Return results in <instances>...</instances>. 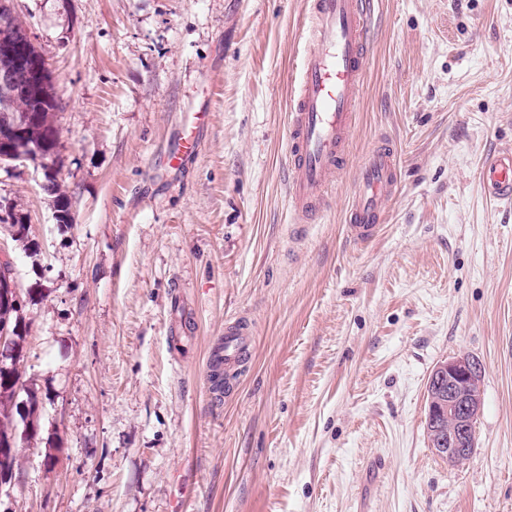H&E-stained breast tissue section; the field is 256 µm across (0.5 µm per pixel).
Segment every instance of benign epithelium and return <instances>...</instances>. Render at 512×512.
I'll list each match as a JSON object with an SVG mask.
<instances>
[{
	"mask_svg": "<svg viewBox=\"0 0 512 512\" xmlns=\"http://www.w3.org/2000/svg\"><path fill=\"white\" fill-rule=\"evenodd\" d=\"M484 368L467 354L439 362L431 372L432 425L428 427L431 450L450 463L468 460L476 447L475 425L483 404Z\"/></svg>",
	"mask_w": 512,
	"mask_h": 512,
	"instance_id": "obj_1",
	"label": "benign epithelium"
}]
</instances>
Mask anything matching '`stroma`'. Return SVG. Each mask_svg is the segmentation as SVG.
I'll list each match as a JSON object with an SVG mask.
<instances>
[{"mask_svg": "<svg viewBox=\"0 0 512 512\" xmlns=\"http://www.w3.org/2000/svg\"><path fill=\"white\" fill-rule=\"evenodd\" d=\"M303 2L14 0L62 109L57 192L0 162L40 401L10 512H512V207L479 186L512 146V0H373L349 165L300 232ZM199 110V152L167 167ZM382 139L398 189L357 242L346 210ZM234 320L251 349L218 398L206 355ZM463 353L484 406L451 464L426 385Z\"/></svg>", "mask_w": 512, "mask_h": 512, "instance_id": "stroma-1", "label": "stroma"}]
</instances>
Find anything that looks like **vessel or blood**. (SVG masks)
Masks as SVG:
<instances>
[{"label": "vessel or blood", "mask_w": 512, "mask_h": 512, "mask_svg": "<svg viewBox=\"0 0 512 512\" xmlns=\"http://www.w3.org/2000/svg\"><path fill=\"white\" fill-rule=\"evenodd\" d=\"M312 19L308 49L297 74V93L289 127V198L293 220L315 223L329 207V188L348 162L356 94L368 67L371 0H307ZM397 184V158L387 146L374 147L358 168L347 211L351 235L374 237L383 203ZM481 189L496 201L512 203V148L489 154L482 165ZM246 328L230 322L214 339L210 368L225 371L247 356Z\"/></svg>", "instance_id": "1"}]
</instances>
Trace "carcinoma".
<instances>
[{
  "label": "carcinoma",
  "mask_w": 512,
  "mask_h": 512,
  "mask_svg": "<svg viewBox=\"0 0 512 512\" xmlns=\"http://www.w3.org/2000/svg\"><path fill=\"white\" fill-rule=\"evenodd\" d=\"M25 30L13 19L12 11L0 8V73L21 67L34 79L32 90L14 88L0 95V140L8 138L15 129L23 132L26 144L41 152V161L55 156L58 130L54 114L60 110L53 83L41 84L40 72L46 62L33 45L21 40ZM22 304H10L0 299V324H7L10 343L0 353V479L12 480L19 444L36 434L33 416L37 413L38 399L33 392L26 393L24 411L15 422L9 408L15 405L17 389L22 377L24 356L21 343L23 319Z\"/></svg>",
  "instance_id": "1"
}]
</instances>
